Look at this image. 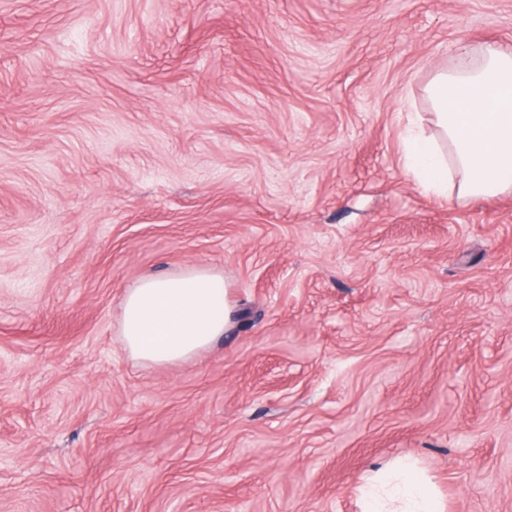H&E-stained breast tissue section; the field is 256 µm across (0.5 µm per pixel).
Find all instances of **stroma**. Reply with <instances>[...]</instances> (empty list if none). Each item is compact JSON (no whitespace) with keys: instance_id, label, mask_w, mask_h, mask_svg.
Returning <instances> with one entry per match:
<instances>
[{"instance_id":"obj_1","label":"stroma","mask_w":512,"mask_h":512,"mask_svg":"<svg viewBox=\"0 0 512 512\" xmlns=\"http://www.w3.org/2000/svg\"><path fill=\"white\" fill-rule=\"evenodd\" d=\"M512 0H0V512H361L409 456L512 512V191L406 171ZM233 330L145 365L151 274ZM230 321L223 274L191 267L126 288L119 335L133 359L164 365L192 358L224 336Z\"/></svg>"}]
</instances>
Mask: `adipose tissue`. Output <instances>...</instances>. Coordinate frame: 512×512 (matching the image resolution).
Returning a JSON list of instances; mask_svg holds the SVG:
<instances>
[{"label": "adipose tissue", "mask_w": 512, "mask_h": 512, "mask_svg": "<svg viewBox=\"0 0 512 512\" xmlns=\"http://www.w3.org/2000/svg\"><path fill=\"white\" fill-rule=\"evenodd\" d=\"M428 94L438 136L411 115L407 168L429 188L460 173L459 193L483 198L512 190V50L460 47L453 69L435 74ZM231 305L222 273L191 267L143 277L125 289L119 334L135 360L164 365L187 360L228 330ZM364 512H443L430 479L407 459L377 470L361 489Z\"/></svg>", "instance_id": "1"}]
</instances>
